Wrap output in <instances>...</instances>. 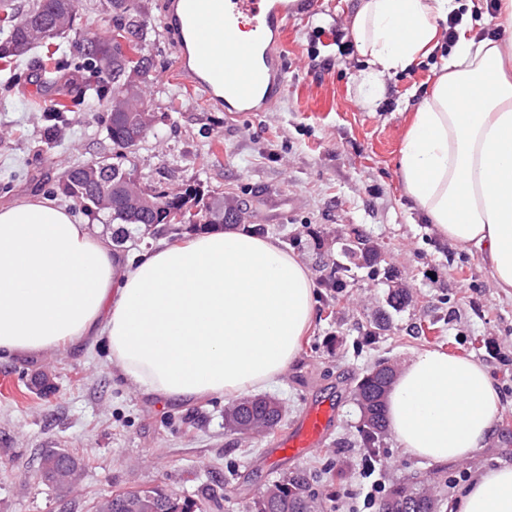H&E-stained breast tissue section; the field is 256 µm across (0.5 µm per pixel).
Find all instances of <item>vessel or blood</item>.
I'll return each instance as SVG.
<instances>
[{"label":"vessel or blood","mask_w":512,"mask_h":512,"mask_svg":"<svg viewBox=\"0 0 512 512\" xmlns=\"http://www.w3.org/2000/svg\"><path fill=\"white\" fill-rule=\"evenodd\" d=\"M176 18L193 42V64H180L183 80L201 85L211 102L228 112H260L286 89L284 57L277 49L289 21L309 6L308 0H174ZM224 20L223 46L207 35L210 17ZM251 40L242 41L241 26ZM336 415L334 404L309 408L302 422L281 442L288 457L299 458L316 448Z\"/></svg>","instance_id":"vessel-or-blood-1"}]
</instances>
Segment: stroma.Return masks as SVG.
<instances>
[{
  "mask_svg": "<svg viewBox=\"0 0 512 512\" xmlns=\"http://www.w3.org/2000/svg\"><path fill=\"white\" fill-rule=\"evenodd\" d=\"M103 2L79 0L56 54L40 42L0 60V205L31 193L61 197L69 167L104 159L133 171L147 189L196 186L207 201L246 207L248 223L265 225L297 254L314 279L318 316L269 390L285 409L283 421L249 438L226 432L224 396L174 403L145 393L114 375L91 340L0 360V512H93L102 497L154 487L193 499L208 494L207 512H249L260 491L299 472L310 478L316 512H367L369 482L360 472L369 454L356 383L377 363L398 369L425 349L488 367L503 402L498 429L460 463L416 458L384 436L375 452L384 489L428 488L444 510L479 473L512 466V297L477 252L412 210L399 175L404 136L446 48L387 78L383 98L366 105V63L351 30L356 0H313L281 36L285 94L262 112H227L181 79L168 0H136L148 21L139 39L116 26ZM86 39L152 62L139 92L155 121L133 151L119 153L108 136L114 93L94 92L89 59L74 46ZM81 94L93 109L75 108L57 144L46 148L45 113L73 106ZM358 233L377 247L378 265L352 268L343 289L328 287L324 262L342 260ZM398 284L410 299L396 309L388 295ZM381 315L388 327L372 335ZM329 401L338 415L320 446L298 459L283 456L280 441L309 406ZM48 448L84 459L74 489L41 480Z\"/></svg>",
  "mask_w": 512,
  "mask_h": 512,
  "instance_id": "obj_1",
  "label": "stroma"
}]
</instances>
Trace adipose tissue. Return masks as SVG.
Returning <instances> with one entry per match:
<instances>
[{
	"label": "adipose tissue",
	"instance_id": "adipose-tissue-1",
	"mask_svg": "<svg viewBox=\"0 0 512 512\" xmlns=\"http://www.w3.org/2000/svg\"><path fill=\"white\" fill-rule=\"evenodd\" d=\"M457 0H358L351 26L366 60V103L385 76L430 56ZM504 40L470 22L421 100L400 150L415 210L446 239L477 250L512 296V0ZM306 265L270 237L237 229L158 241L136 260L69 205L30 195L0 207V356L103 341L122 379L167 400L237 399L272 386L316 317ZM501 397L482 363L415 352L385 401L400 448L463 462L496 431ZM450 512H512V467L485 471Z\"/></svg>",
	"mask_w": 512,
	"mask_h": 512
}]
</instances>
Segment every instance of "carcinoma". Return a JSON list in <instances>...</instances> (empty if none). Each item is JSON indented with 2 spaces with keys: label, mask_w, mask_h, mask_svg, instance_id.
Returning <instances> with one entry per match:
<instances>
[{
  "label": "carcinoma",
  "mask_w": 512,
  "mask_h": 512,
  "mask_svg": "<svg viewBox=\"0 0 512 512\" xmlns=\"http://www.w3.org/2000/svg\"><path fill=\"white\" fill-rule=\"evenodd\" d=\"M113 19L127 29L135 38L143 35L147 20L137 10L135 0H107ZM76 0H32L28 9L22 11L10 34L0 41V59H12L25 55L34 44L32 32L46 30L56 25L62 14L73 20ZM100 64L101 72L117 81L125 75L130 61L116 51L110 53L102 45L93 52ZM140 93L130 89L125 99H114L108 116V135L113 145L121 150H131L141 135L135 122L138 108L131 100ZM47 125L42 129V142L51 145L57 142L59 132L67 117L62 112H48L44 116ZM96 167L100 178L116 184L124 179L132 182L136 177L114 163L92 161L69 169L60 184L62 193L80 203L87 210L96 208L93 193L95 180L88 169ZM149 202L135 207L129 204L124 186L112 192V221L119 224H140L144 234L153 238L161 235H181L184 232L206 231L216 224L232 226L239 224L245 215L240 206H212L204 201L197 188L189 185L178 193L164 190H147ZM345 254L358 258L366 265H375L376 253L369 239L357 234L349 241ZM383 369H374L365 374L356 384L355 400L362 417L361 436L365 447L371 448L386 435L388 427L384 414V402L389 390V380ZM283 408L277 402L264 398H244L230 404L224 411L227 431L233 434L262 435L273 430L282 420ZM44 481L61 488L78 484L83 471L82 459L70 454L60 455L56 449L46 450L40 461ZM308 481L302 474H295L268 487L253 501L251 512H312L307 493ZM435 499L426 489L417 492L403 485L395 486L382 504V512H433ZM95 512H203V503L189 498H180L159 488L112 494L102 499Z\"/></svg>",
  "instance_id": "obj_1"
}]
</instances>
